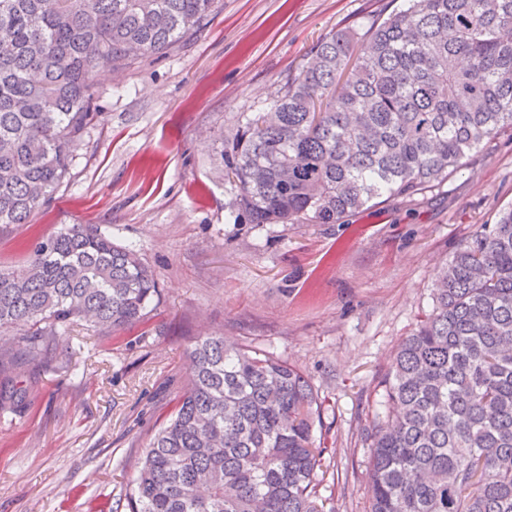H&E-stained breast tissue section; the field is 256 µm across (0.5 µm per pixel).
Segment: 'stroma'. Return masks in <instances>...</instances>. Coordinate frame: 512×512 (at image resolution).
Masks as SVG:
<instances>
[{
  "label": "stroma",
  "mask_w": 512,
  "mask_h": 512,
  "mask_svg": "<svg viewBox=\"0 0 512 512\" xmlns=\"http://www.w3.org/2000/svg\"><path fill=\"white\" fill-rule=\"evenodd\" d=\"M404 0H222L196 30L124 70H100L96 121L70 174L28 223L0 227V269L27 268L41 238L94 224L133 247L159 293L149 320L52 346L0 372L27 397L0 414V512H128L125 488L191 368L187 339L213 334L299 368L322 400L325 512H369L380 387L398 344L433 306L439 266L512 207V137L412 199L344 224H245L217 159L246 115L270 111L281 83L325 37L363 33Z\"/></svg>",
  "instance_id": "1"
}]
</instances>
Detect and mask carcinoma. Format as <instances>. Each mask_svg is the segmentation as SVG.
<instances>
[{
	"label": "carcinoma",
	"mask_w": 512,
	"mask_h": 512,
	"mask_svg": "<svg viewBox=\"0 0 512 512\" xmlns=\"http://www.w3.org/2000/svg\"><path fill=\"white\" fill-rule=\"evenodd\" d=\"M220 0H0V224H26L69 173L94 119L93 73L170 48ZM366 46L337 32L262 113L224 139L220 163L247 224H340L412 199L512 136V0H407ZM157 282L93 224L0 269V368L45 359L76 319L107 333L145 322ZM191 373L151 436L128 512H323L322 402L270 352L198 336ZM380 386L370 512H512V208L436 275L433 307ZM7 385L0 410L25 400Z\"/></svg>",
	"instance_id": "cac0c4a2"
}]
</instances>
